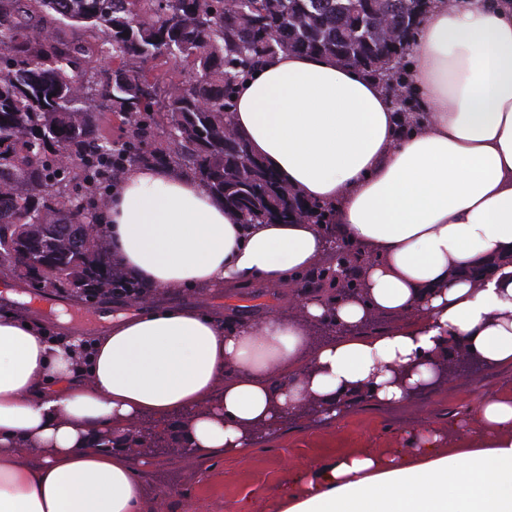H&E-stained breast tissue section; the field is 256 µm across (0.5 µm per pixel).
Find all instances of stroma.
Returning a JSON list of instances; mask_svg holds the SVG:
<instances>
[{
	"mask_svg": "<svg viewBox=\"0 0 512 512\" xmlns=\"http://www.w3.org/2000/svg\"><path fill=\"white\" fill-rule=\"evenodd\" d=\"M293 299V289L254 282L163 290L154 294L151 303L211 312L235 327L289 313ZM64 305L75 314L72 322L38 310L30 316L54 334L90 340L102 333L101 304L69 298ZM494 394L512 396V366L459 370L403 405L353 397L336 422L321 421L306 410L289 417L277 438L257 439L237 455L202 460L179 448L161 449L146 457L144 512H279L273 491L287 471L359 448L378 453L404 448L412 432L439 429L454 417L460 430H468L479 402Z\"/></svg>",
	"mask_w": 512,
	"mask_h": 512,
	"instance_id": "1",
	"label": "stroma"
}]
</instances>
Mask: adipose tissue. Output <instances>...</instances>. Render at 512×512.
I'll use <instances>...</instances> for the list:
<instances>
[{"instance_id": "adipose-tissue-1", "label": "adipose tissue", "mask_w": 512, "mask_h": 512, "mask_svg": "<svg viewBox=\"0 0 512 512\" xmlns=\"http://www.w3.org/2000/svg\"><path fill=\"white\" fill-rule=\"evenodd\" d=\"M408 82L424 117L406 135L384 83L331 56L281 54L240 86L237 136L328 209L330 238L308 221L241 225L195 178L126 174L101 230L150 288L294 286L335 242L365 256L361 291L230 329L153 308L89 347L0 314V512H141L139 458L90 441L146 417L160 429L182 418L207 458L310 405L335 417L353 393L404 403L452 344L512 365V0H430ZM378 313L397 321L361 335ZM325 323L336 339L309 347ZM457 430L318 460L280 486L281 512H512V398L482 399L470 435L447 443ZM26 447L36 463L20 462Z\"/></svg>"}]
</instances>
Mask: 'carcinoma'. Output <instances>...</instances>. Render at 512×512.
<instances>
[{
  "instance_id": "carcinoma-1",
  "label": "carcinoma",
  "mask_w": 512,
  "mask_h": 512,
  "mask_svg": "<svg viewBox=\"0 0 512 512\" xmlns=\"http://www.w3.org/2000/svg\"><path fill=\"white\" fill-rule=\"evenodd\" d=\"M423 0H0V269L36 294L85 300L114 287L104 237L82 225L105 207L103 172L112 187L134 164L193 173L224 200L241 224L288 222L300 211L329 225L326 210L306 200L253 156L229 120L232 96L266 60L280 53L332 56L372 76L396 72L399 113L420 111L403 72ZM128 36H123V33ZM112 69H88L89 57ZM183 65L174 82L154 74ZM105 112L124 135L110 138ZM71 163L58 164L59 151ZM336 269L310 279L336 282V294L358 291ZM179 447L174 436L139 434L100 448Z\"/></svg>"
}]
</instances>
